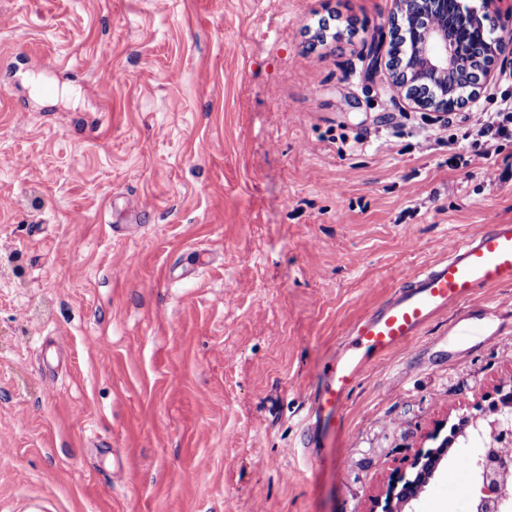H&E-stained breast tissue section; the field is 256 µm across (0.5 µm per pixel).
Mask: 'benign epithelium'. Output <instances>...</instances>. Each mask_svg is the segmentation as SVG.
<instances>
[{
  "label": "benign epithelium",
  "mask_w": 512,
  "mask_h": 512,
  "mask_svg": "<svg viewBox=\"0 0 512 512\" xmlns=\"http://www.w3.org/2000/svg\"><path fill=\"white\" fill-rule=\"evenodd\" d=\"M493 0H482V7H459L457 17L465 22L469 19L484 21ZM396 11L389 23H399V14L406 13L411 18L430 14L437 19L447 12V0H395ZM401 36L413 39L417 61L397 64L387 61L395 87L405 91L411 89L415 96L425 98L433 95L444 99L435 81L444 79L455 68L459 57L465 53L478 60L485 55L490 43L480 41L464 32L456 23L443 19L432 23L427 29H399ZM498 399L487 411L468 416L462 425L451 428V436L443 438L436 449L418 451L409 471L402 472L389 485L382 512H394L396 506H407L418 500L429 481L440 471L448 453L449 445L459 437L464 440L485 443L481 452L474 457L472 464L474 478L481 485V496L475 503L474 512H503V507L512 504V455L504 449L512 447V386L500 388Z\"/></svg>",
  "instance_id": "obj_1"
}]
</instances>
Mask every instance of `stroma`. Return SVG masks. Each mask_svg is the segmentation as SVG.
Instances as JSON below:
<instances>
[{
    "label": "stroma",
    "instance_id": "35a3bbf8",
    "mask_svg": "<svg viewBox=\"0 0 512 512\" xmlns=\"http://www.w3.org/2000/svg\"><path fill=\"white\" fill-rule=\"evenodd\" d=\"M394 0H0V512H372L512 382L435 319L300 456L315 370L401 279L512 223V137L418 108ZM341 39L312 47L320 19ZM472 104L512 102V53ZM143 223H123L126 212ZM463 445L417 512H469Z\"/></svg>",
    "mask_w": 512,
    "mask_h": 512
}]
</instances>
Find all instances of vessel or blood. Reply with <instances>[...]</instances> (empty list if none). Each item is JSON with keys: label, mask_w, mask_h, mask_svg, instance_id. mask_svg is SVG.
Here are the masks:
<instances>
[{"label": "vessel or blood", "mask_w": 512, "mask_h": 512, "mask_svg": "<svg viewBox=\"0 0 512 512\" xmlns=\"http://www.w3.org/2000/svg\"><path fill=\"white\" fill-rule=\"evenodd\" d=\"M502 284H512V224L491 223L452 246L447 257L405 276L387 303L359 317L347 341L316 371L301 437L306 463H325L322 437L341 426L343 403L363 375L385 368L391 353L438 316Z\"/></svg>", "instance_id": "1"}]
</instances>
